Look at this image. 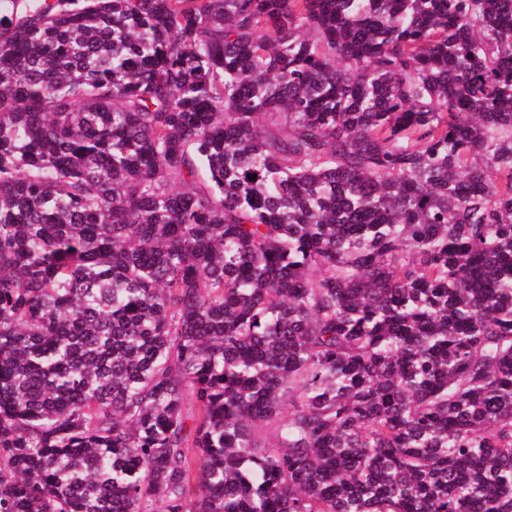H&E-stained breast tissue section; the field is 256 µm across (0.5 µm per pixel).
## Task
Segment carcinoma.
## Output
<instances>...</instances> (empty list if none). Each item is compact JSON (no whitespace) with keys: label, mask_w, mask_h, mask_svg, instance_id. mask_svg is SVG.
<instances>
[{"label":"carcinoma","mask_w":512,"mask_h":512,"mask_svg":"<svg viewBox=\"0 0 512 512\" xmlns=\"http://www.w3.org/2000/svg\"><path fill=\"white\" fill-rule=\"evenodd\" d=\"M0 512H512V0H0Z\"/></svg>","instance_id":"1"}]
</instances>
